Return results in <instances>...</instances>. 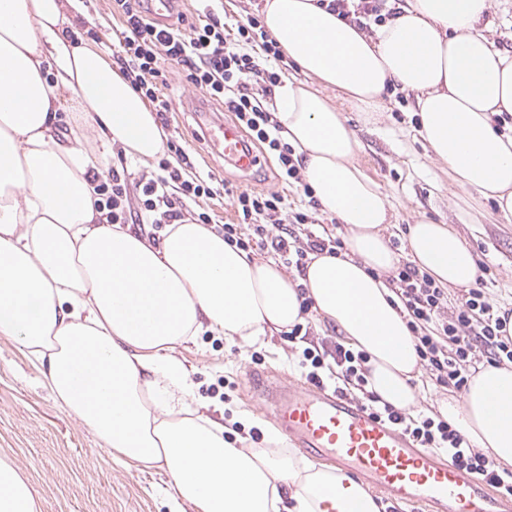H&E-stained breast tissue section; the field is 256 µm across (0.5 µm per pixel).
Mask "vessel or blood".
Returning <instances> with one entry per match:
<instances>
[{"mask_svg": "<svg viewBox=\"0 0 512 512\" xmlns=\"http://www.w3.org/2000/svg\"><path fill=\"white\" fill-rule=\"evenodd\" d=\"M225 163L250 171L260 159L233 124L205 129ZM263 407L290 447L332 460L369 488L419 512H512V499L493 496L474 473L415 445L361 404L315 384L256 380Z\"/></svg>", "mask_w": 512, "mask_h": 512, "instance_id": "vessel-or-blood-1", "label": "vessel or blood"}]
</instances>
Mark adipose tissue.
<instances>
[{"mask_svg":"<svg viewBox=\"0 0 512 512\" xmlns=\"http://www.w3.org/2000/svg\"><path fill=\"white\" fill-rule=\"evenodd\" d=\"M491 0H406L365 31L319 0H264L262 25L299 72L275 89L274 117L321 213L345 229L339 254L303 271L231 245L184 217L160 240L97 209L98 166L84 146L148 161L166 134L155 112L95 45L74 43L63 0H0V337L19 342L63 409L128 462L165 472L195 512H379L346 473L301 457L238 447L194 395L180 356L202 332L230 346L290 331L311 313L368 356L367 391L420 405V359L387 277L409 257L443 287L477 277L449 225L421 217L403 251L392 209L361 165L346 110L377 120L388 89L412 94L431 158L461 190L512 215V53L486 38ZM81 114L87 136L61 128ZM477 448L512 466V363L472 374L440 401ZM0 512H38L0 458Z\"/></svg>","mask_w":512,"mask_h":512,"instance_id":"adipose-tissue-1","label":"adipose tissue"}]
</instances>
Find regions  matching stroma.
Listing matches in <instances>:
<instances>
[{
	"mask_svg": "<svg viewBox=\"0 0 512 512\" xmlns=\"http://www.w3.org/2000/svg\"><path fill=\"white\" fill-rule=\"evenodd\" d=\"M80 7L71 36L89 29L100 43L118 40L121 19L113 15L111 0H80ZM161 69L172 104L164 124V158L174 159L176 150H183L197 170L233 187L281 194L293 209L323 225L328 235L343 236V227L320 212L302 184L280 179L274 158L247 175L225 165L190 106L194 87L177 66L165 62ZM348 118L364 146L361 162L366 173L395 209L392 236L401 237L406 225L420 216L453 225L478 262L486 264L484 280L491 297L512 302V216L498 214L489 199H457L447 175L427 156L410 97L386 95L378 122L363 123L354 111ZM255 352L249 346H227L223 337L204 332L183 357L197 397L231 418L233 431L254 446L267 448L278 428L261 408L251 377L303 383L298 366L301 347L280 334L257 352L260 361L252 360ZM4 456L28 479L39 512H172V490L164 472L140 470L125 462L55 402L43 374L26 359L20 344L0 337V457Z\"/></svg>",
	"mask_w": 512,
	"mask_h": 512,
	"instance_id": "obj_1",
	"label": "stroma"
}]
</instances>
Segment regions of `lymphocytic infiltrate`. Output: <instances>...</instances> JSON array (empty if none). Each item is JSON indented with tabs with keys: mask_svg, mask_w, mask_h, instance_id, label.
I'll list each match as a JSON object with an SVG mask.
<instances>
[{
	"mask_svg": "<svg viewBox=\"0 0 512 512\" xmlns=\"http://www.w3.org/2000/svg\"><path fill=\"white\" fill-rule=\"evenodd\" d=\"M112 8L122 19L123 32L109 50L112 63L129 81L133 90L151 102L157 114L171 109L159 92L164 75L161 61L178 66L194 88L221 102L246 133V144L273 154L283 180H298L299 166L294 149L284 142L280 126L267 101L257 98L251 84L271 88L279 84V73L268 68V60H282L277 44L264 40V57L252 55L248 47L256 40L260 23L250 17L238 23L236 38H227L224 24L210 9H203L190 27L162 25L148 16L145 0H113ZM221 183L214 175H201L186 153L176 160L161 159L158 172L148 180L129 184L126 175L113 173L111 182L97 190L108 209L111 223L127 220L131 191H138L146 216H161L166 222L180 219V203L213 198ZM240 224L252 226V237H243L240 224L224 227L225 241L243 249L258 245L284 264L303 268L309 254H336L339 238L318 234L307 226L306 214L292 211L284 196L251 189L233 195ZM305 226L304 236L285 233L284 224ZM394 292L408 317L415 349L422 366L435 385L463 390L476 364L498 365L512 362V335L503 331L498 307L483 286L467 289L456 303H449L447 289L414 264H400L390 278ZM368 356L353 352L341 341L304 348L299 365L309 382L333 387L364 390ZM368 410L404 432L418 447L446 455L448 459L477 476L487 479L501 494L512 496V470L501 467L482 450L475 448L450 421L435 413L410 414L369 395Z\"/></svg>",
	"mask_w": 512,
	"mask_h": 512,
	"instance_id": "f902f5d3",
	"label": "lymphocytic infiltrate"
}]
</instances>
